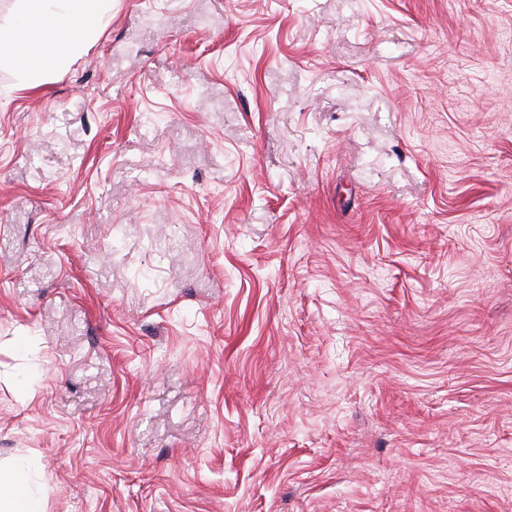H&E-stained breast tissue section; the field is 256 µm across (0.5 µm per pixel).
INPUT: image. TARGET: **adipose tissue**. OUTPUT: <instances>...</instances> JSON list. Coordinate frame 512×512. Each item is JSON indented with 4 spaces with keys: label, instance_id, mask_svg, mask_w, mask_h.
Returning a JSON list of instances; mask_svg holds the SVG:
<instances>
[{
    "label": "adipose tissue",
    "instance_id": "obj_1",
    "mask_svg": "<svg viewBox=\"0 0 512 512\" xmlns=\"http://www.w3.org/2000/svg\"><path fill=\"white\" fill-rule=\"evenodd\" d=\"M112 0H20L21 22L0 23V66H13L21 83L44 72L45 64L63 65L93 37L86 14L104 20ZM0 512H44L43 502L22 482L20 475L0 467Z\"/></svg>",
    "mask_w": 512,
    "mask_h": 512
}]
</instances>
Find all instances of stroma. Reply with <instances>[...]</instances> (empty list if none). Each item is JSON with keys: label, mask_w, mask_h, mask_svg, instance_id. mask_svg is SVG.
Returning a JSON list of instances; mask_svg holds the SVG:
<instances>
[{"label": "stroma", "mask_w": 512, "mask_h": 512, "mask_svg": "<svg viewBox=\"0 0 512 512\" xmlns=\"http://www.w3.org/2000/svg\"><path fill=\"white\" fill-rule=\"evenodd\" d=\"M0 463L45 512H512V0H112L0 69Z\"/></svg>", "instance_id": "1"}]
</instances>
